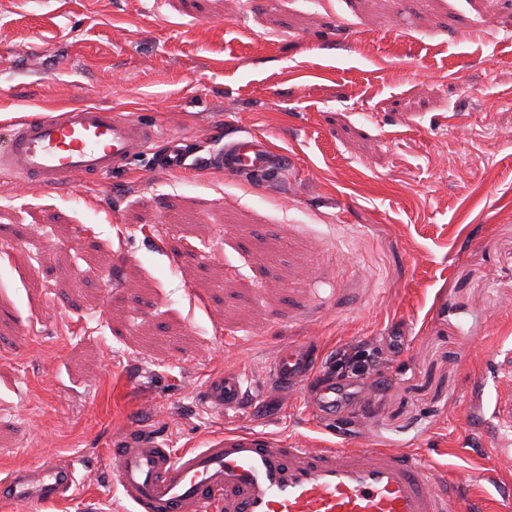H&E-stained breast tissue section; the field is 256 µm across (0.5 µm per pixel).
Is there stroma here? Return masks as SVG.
I'll return each instance as SVG.
<instances>
[{
  "label": "stroma",
  "instance_id": "obj_1",
  "mask_svg": "<svg viewBox=\"0 0 512 512\" xmlns=\"http://www.w3.org/2000/svg\"><path fill=\"white\" fill-rule=\"evenodd\" d=\"M81 103L203 156L260 135L291 168L0 179V473L51 457L84 482L41 512H132L107 450L142 431L408 448L512 495L488 425L512 351V0H0V141ZM310 340L357 392L332 418L261 390ZM231 366L254 385L211 414ZM240 369L224 370V374L209 379L201 391V400L211 411L224 414L236 410L242 404L243 385L246 381Z\"/></svg>",
  "mask_w": 512,
  "mask_h": 512
}]
</instances>
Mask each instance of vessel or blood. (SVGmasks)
<instances>
[{
    "label": "vessel or blood",
    "instance_id": "b4317fda",
    "mask_svg": "<svg viewBox=\"0 0 512 512\" xmlns=\"http://www.w3.org/2000/svg\"><path fill=\"white\" fill-rule=\"evenodd\" d=\"M156 125L116 118L111 109L82 105L17 124L0 144V176L43 189L93 182L152 152ZM191 153L172 139L158 160L164 171H186ZM207 166L231 177L270 183L285 161L263 138L245 134L224 142ZM320 352L309 343L280 350L270 386L299 396L315 414L332 413L351 394L324 379ZM241 370L213 376L201 391L211 411L242 404ZM113 479L133 512H481L477 481L460 473L439 480L429 460L407 449L311 448L284 445L258 433H227L209 447L173 450L139 432L110 449ZM75 469L48 461L0 479V499L27 503L36 512L45 501L75 489Z\"/></svg>",
    "mask_w": 512,
    "mask_h": 512
}]
</instances>
